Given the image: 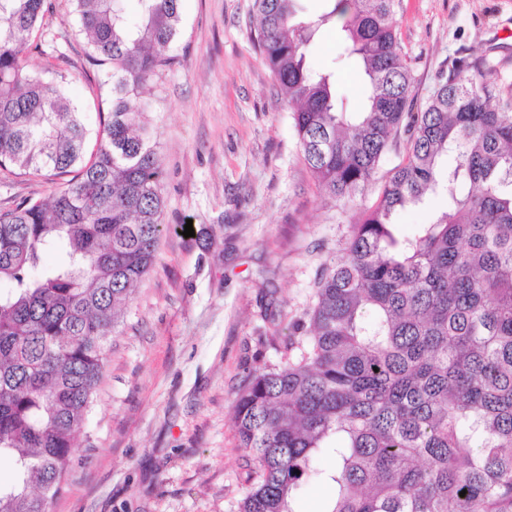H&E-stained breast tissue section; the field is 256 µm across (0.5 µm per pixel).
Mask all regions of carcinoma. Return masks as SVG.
Here are the masks:
<instances>
[{
  "mask_svg": "<svg viewBox=\"0 0 512 512\" xmlns=\"http://www.w3.org/2000/svg\"><path fill=\"white\" fill-rule=\"evenodd\" d=\"M69 2L109 92L89 157L65 77L27 67L45 0H0V171L74 174L50 202L0 213V453L17 464L0 512H49L70 477L108 336L166 230L140 89L177 63L180 0H141L138 19L124 0ZM294 2L253 0L252 41L323 196L343 207L365 197L401 131L408 151L315 281L284 364L237 393L251 456L238 512H295L310 479L332 489L324 512H512V87L492 81L489 60L460 57L417 111L399 0H335L306 22ZM338 16L344 54L370 86L352 112L334 74L307 58ZM433 199V219L401 233L398 213ZM59 247L67 263L39 266ZM322 455L332 468L315 466Z\"/></svg>",
  "mask_w": 512,
  "mask_h": 512,
  "instance_id": "carcinoma-1",
  "label": "carcinoma"
}]
</instances>
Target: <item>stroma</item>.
<instances>
[{"mask_svg":"<svg viewBox=\"0 0 512 512\" xmlns=\"http://www.w3.org/2000/svg\"><path fill=\"white\" fill-rule=\"evenodd\" d=\"M28 65L66 77L90 128L99 90L68 0H46ZM178 62L142 98L163 163L168 230L108 343L102 382L72 438L73 472L50 512H237L248 451L233 420L248 375L283 364L282 341L340 256L359 207L326 201L285 96L251 42L252 0H181ZM396 34L425 105L453 59L485 56L512 83V0H400ZM336 27L309 48L340 91L363 93ZM61 180L0 173V212L50 200ZM210 237H184L185 224ZM278 324L264 319L267 303Z\"/></svg>","mask_w":512,"mask_h":512,"instance_id":"obj_1","label":"stroma"}]
</instances>
